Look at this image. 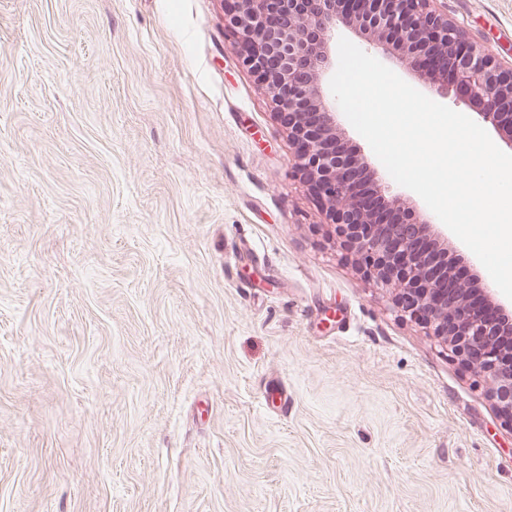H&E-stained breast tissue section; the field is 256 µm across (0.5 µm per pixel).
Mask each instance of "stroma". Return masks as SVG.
Returning a JSON list of instances; mask_svg holds the SVG:
<instances>
[{"label":"stroma","instance_id":"stroma-1","mask_svg":"<svg viewBox=\"0 0 512 512\" xmlns=\"http://www.w3.org/2000/svg\"><path fill=\"white\" fill-rule=\"evenodd\" d=\"M512 58V0H447ZM0 512H512V426L371 288L224 0H0Z\"/></svg>","mask_w":512,"mask_h":512}]
</instances>
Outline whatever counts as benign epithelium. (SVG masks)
Listing matches in <instances>:
<instances>
[{"label":"benign epithelium","mask_w":512,"mask_h":512,"mask_svg":"<svg viewBox=\"0 0 512 512\" xmlns=\"http://www.w3.org/2000/svg\"><path fill=\"white\" fill-rule=\"evenodd\" d=\"M438 0H225L224 26L241 65L274 104L300 181L325 212L364 278L387 290L407 316L450 347L489 385L512 425V306L494 290L455 277L457 256L440 247L441 225L398 195L346 138L330 79L336 28L410 69L439 95L454 94L512 151V65L485 52ZM381 192L379 218L360 174Z\"/></svg>","instance_id":"1"}]
</instances>
